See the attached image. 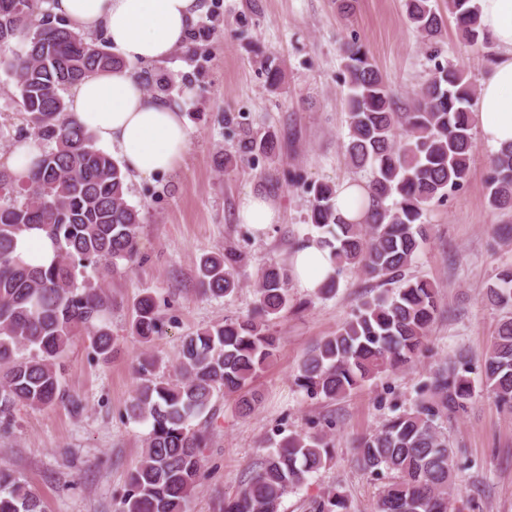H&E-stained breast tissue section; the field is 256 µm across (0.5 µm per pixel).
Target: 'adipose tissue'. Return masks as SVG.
I'll return each mask as SVG.
<instances>
[{
  "label": "adipose tissue",
  "instance_id": "1",
  "mask_svg": "<svg viewBox=\"0 0 512 512\" xmlns=\"http://www.w3.org/2000/svg\"><path fill=\"white\" fill-rule=\"evenodd\" d=\"M472 2L493 53L478 89V128L482 141L498 148L512 142V0ZM50 8L75 31L103 32L123 56L160 63L185 42L200 0H52ZM69 105V119L111 147L134 177L171 172L187 150L179 110L146 95L127 68L86 78ZM292 268L299 287L313 292L333 264L328 249L312 239L297 250Z\"/></svg>",
  "mask_w": 512,
  "mask_h": 512
}]
</instances>
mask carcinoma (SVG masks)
I'll return each instance as SVG.
<instances>
[{"label":"carcinoma","mask_w":512,"mask_h":512,"mask_svg":"<svg viewBox=\"0 0 512 512\" xmlns=\"http://www.w3.org/2000/svg\"><path fill=\"white\" fill-rule=\"evenodd\" d=\"M46 0H0V49L18 39L24 49L5 61L17 90L14 103L23 122L51 144L21 181L0 169V431L8 433L17 406L50 407L64 399L61 359L75 336L89 334L95 358L111 360L116 338L109 326L108 298L84 278L92 268L101 280L118 262L138 255L139 211L126 200L127 174L112 156L94 147L92 136L66 118L61 91L101 72L124 66L104 41L48 20ZM463 39L490 48L479 30L470 0H447ZM407 18L440 55L437 36L444 19L431 0H405ZM343 83L348 88V140L344 154L355 168L368 169V198L357 205L361 219L349 221L336 209L340 185L313 182L309 229L329 249L334 275L319 292L335 294L351 269L392 284L365 296L336 331L304 356L294 384L309 396L343 398L378 375L400 369L425 348L438 311L435 286L407 278L404 270L427 239V208L463 186L476 150L470 103L475 92L460 69L435 64L402 110L363 45L341 46ZM276 90L282 70L263 60ZM270 134L245 131L237 155H273ZM489 204L512 211V144L492 160ZM41 227L56 257L48 268H32L15 256L17 236ZM240 250L201 257L197 269L203 293L225 297L240 287ZM291 270L271 263L261 270L256 303L242 317L225 318L185 336L174 378L158 376L159 364L144 352L136 366L140 380L125 407L128 420L148 425L141 459L128 477L118 512H187L204 475L201 449L209 440L203 416L219 396H237V410L250 414L257 402L247 390L270 362L279 338L271 325L288 309ZM486 300L507 310L480 367V381L505 406H512V263L498 268ZM154 296L133 302L132 334L144 345L160 333ZM466 356L423 384L416 408L399 413L354 442L355 461L373 477H389L376 512H449L454 481L453 450L437 421L466 408L475 382ZM327 432L294 433L272 444L236 494L224 498V512H281L283 499L332 459ZM0 512H44L41 499L20 478L0 469ZM313 512H348L345 497L332 491L313 502Z\"/></svg>","instance_id":"carcinoma-1"}]
</instances>
